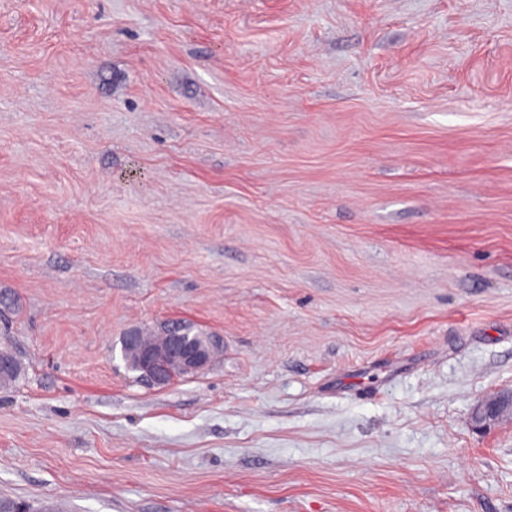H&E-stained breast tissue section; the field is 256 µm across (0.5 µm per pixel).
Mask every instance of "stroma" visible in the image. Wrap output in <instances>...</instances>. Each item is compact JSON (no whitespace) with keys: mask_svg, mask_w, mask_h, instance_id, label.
<instances>
[{"mask_svg":"<svg viewBox=\"0 0 512 512\" xmlns=\"http://www.w3.org/2000/svg\"><path fill=\"white\" fill-rule=\"evenodd\" d=\"M1 293L31 512H512V0H0ZM128 351L137 353L140 374L139 378L153 385L166 384L168 374L177 369L185 374L195 373L205 369L214 355L223 347V340L216 336L205 345H190L185 343L182 336L172 333L162 341L144 346L142 333L130 331L124 339ZM123 346V356L127 367L136 371L133 358L126 356ZM512 413V392L504 393L481 402L473 413L474 422L479 427L494 423Z\"/></svg>","mask_w":512,"mask_h":512,"instance_id":"obj_1","label":"stroma"}]
</instances>
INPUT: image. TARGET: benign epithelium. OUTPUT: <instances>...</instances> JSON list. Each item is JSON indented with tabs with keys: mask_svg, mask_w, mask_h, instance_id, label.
I'll return each mask as SVG.
<instances>
[{
	"mask_svg": "<svg viewBox=\"0 0 512 512\" xmlns=\"http://www.w3.org/2000/svg\"><path fill=\"white\" fill-rule=\"evenodd\" d=\"M127 350L137 353L139 378L154 385L167 382L168 374L180 370L185 374L205 369L214 355L223 347L219 337L205 345H190L173 333L152 345H144L142 333L130 331L124 339ZM512 413V392L481 402L473 413L474 422L484 427Z\"/></svg>",
	"mask_w": 512,
	"mask_h": 512,
	"instance_id": "benign-epithelium-1",
	"label": "benign epithelium"
}]
</instances>
